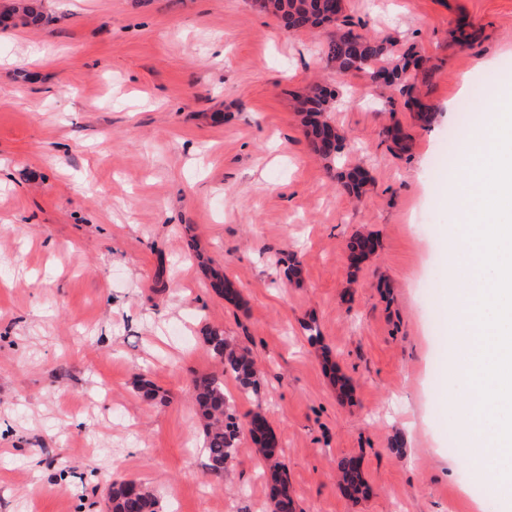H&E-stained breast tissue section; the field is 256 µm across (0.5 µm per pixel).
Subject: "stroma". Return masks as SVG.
<instances>
[{"label": "stroma", "mask_w": 512, "mask_h": 512, "mask_svg": "<svg viewBox=\"0 0 512 512\" xmlns=\"http://www.w3.org/2000/svg\"><path fill=\"white\" fill-rule=\"evenodd\" d=\"M352 29L423 57L425 127L399 92L337 75L331 30L290 32L252 0H42L0 30V512H105L117 479L160 512H268L249 433L203 472L192 382L204 341L246 347L297 512H512L464 451L440 250L462 173L449 135L512 91V0H345ZM336 88L351 148L314 155L294 96ZM399 124L410 152L394 155ZM370 183L349 198L338 173ZM363 231L373 255L352 263ZM204 255L238 289L215 293ZM295 259L300 279L287 281ZM351 384L339 398L321 356ZM145 375L165 400L135 387ZM370 487L354 500L337 463Z\"/></svg>", "instance_id": "1"}]
</instances>
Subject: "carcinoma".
<instances>
[{"mask_svg": "<svg viewBox=\"0 0 512 512\" xmlns=\"http://www.w3.org/2000/svg\"><path fill=\"white\" fill-rule=\"evenodd\" d=\"M264 11L273 14L282 27L290 32L314 30L323 25L335 26L336 35L325 46L324 53L336 74L345 76L364 73L370 80L387 87L401 85L408 73L419 67L413 55L388 58L387 41L348 29L349 17L344 14L341 0H265ZM4 26H36L43 22L38 0H15L0 12ZM336 93L323 85H316L299 100V109L305 113L310 150L321 158L335 157L345 148V138L335 134L337 145L328 143L333 130L326 113L331 111ZM367 181L366 172L354 168L344 175L342 187L358 197ZM350 258L364 259L375 249L370 236L355 233L347 242ZM216 291L228 299L238 295L232 284L219 272L211 271ZM204 340L221 366L218 372L203 373L193 380V408L202 420L203 450L207 459V474L214 478L224 475L227 462L233 460L239 447V425L233 404L224 390V379L232 378L240 393L258 394L257 369L247 350L230 343L224 331L210 328ZM249 432L256 451L269 463L272 482V512H296V504L287 472L277 458V442L261 408L250 413ZM341 485L353 496L365 495L368 490L360 466L352 459L337 465ZM108 512H158L156 496L142 483L121 479L112 483L107 499Z\"/></svg>", "mask_w": 512, "mask_h": 512, "instance_id": "obj_1", "label": "carcinoma"}]
</instances>
